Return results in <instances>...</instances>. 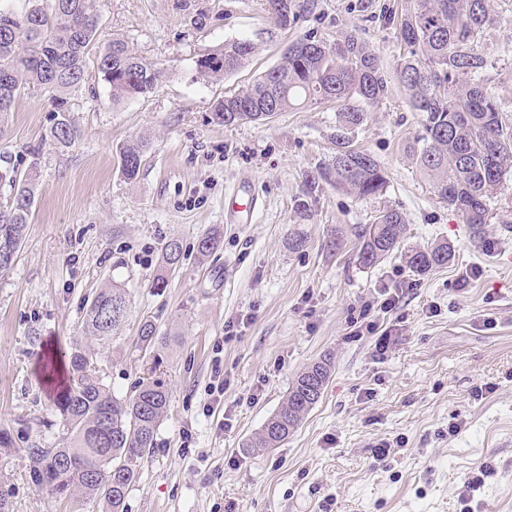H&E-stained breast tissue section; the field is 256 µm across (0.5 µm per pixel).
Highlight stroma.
<instances>
[{"label": "stroma", "mask_w": 512, "mask_h": 512, "mask_svg": "<svg viewBox=\"0 0 512 512\" xmlns=\"http://www.w3.org/2000/svg\"><path fill=\"white\" fill-rule=\"evenodd\" d=\"M296 2L303 18L284 29L267 0H96L102 38L158 63L162 82L113 102L88 56L69 101L68 148L49 138L55 114L43 90L0 118V170L39 174L26 238L0 274V432L11 440L0 450V499L11 512H63L29 476L31 443L64 434L42 354L69 360L96 289L110 283L129 307L116 335L89 342L101 375L123 397L156 358L170 395L127 512H463L464 478L485 461L496 473L477 494L481 512H512V177L472 241L407 151L421 116L395 80L353 134L386 173L373 198L309 181L335 153V103L212 122L214 102L308 32L330 42L356 32L394 71L403 47L385 9L397 0ZM496 8L481 50L487 85L512 118V0ZM229 39L251 41L257 55L222 79L203 77L198 61ZM136 138L149 145L128 180L119 149ZM242 181L258 196L247 224L229 213ZM385 208L405 219L402 249L363 267L355 228ZM216 226L219 249L200 256L199 239ZM173 237L184 258L159 289ZM298 238L303 247L292 248ZM439 243L453 248L450 264L423 275L405 265L402 250ZM146 320L160 335L149 352L136 345ZM327 354L331 376L299 427L279 447L249 450L296 375ZM383 442L395 453L379 462Z\"/></svg>", "instance_id": "1"}]
</instances>
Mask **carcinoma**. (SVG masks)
<instances>
[{"label":"carcinoma","instance_id":"carcinoma-1","mask_svg":"<svg viewBox=\"0 0 512 512\" xmlns=\"http://www.w3.org/2000/svg\"><path fill=\"white\" fill-rule=\"evenodd\" d=\"M20 10L0 6V118L12 111L25 91L48 92L57 119L49 132L56 145L67 148L76 138L67 115L69 97L84 81L86 57L95 52L98 70L109 85L112 101L151 91L164 70L143 61L118 38L99 40L96 0H23ZM283 28L301 20L294 0H269ZM404 45L396 65L399 82L413 110L422 114V130L410 146L419 167L430 177L440 202L456 211L470 237L481 239L494 212L504 179L512 176V120L504 116L482 79L488 61L481 42L495 22L494 0H405L388 15ZM247 40H228L224 48L199 60L200 73L219 79L242 68L255 54ZM388 77L374 49L355 33L333 44L310 32L288 46L281 61L251 85L216 101L211 120L228 126L271 121L325 101L338 103L336 152L312 180H324L358 198L374 197L387 183L379 162L354 146L350 135L364 124L367 107L387 93ZM148 142L133 139L120 149L125 178L139 174ZM13 187L10 202L0 205V244L19 253L37 190V171L0 170V182ZM405 233L402 214L379 211L374 221L357 227L359 262L371 267L398 248ZM221 245L215 229L198 241L202 256ZM179 241H167L164 269L179 265ZM454 258L448 244L404 252L406 266L425 274ZM128 310V293L105 285L86 311L84 335L103 340L118 330ZM139 341L145 348L159 341L156 327L144 321ZM333 366L326 355L294 379L277 411L265 422L252 448H275L296 430L322 397ZM66 429L63 445L29 449L31 478H49L57 496H78L100 503L106 512H124L127 494L136 482L143 459L152 453L158 426L169 406V392L157 366L135 387L118 397L106 384L91 351L75 343L54 398Z\"/></svg>","mask_w":512,"mask_h":512}]
</instances>
